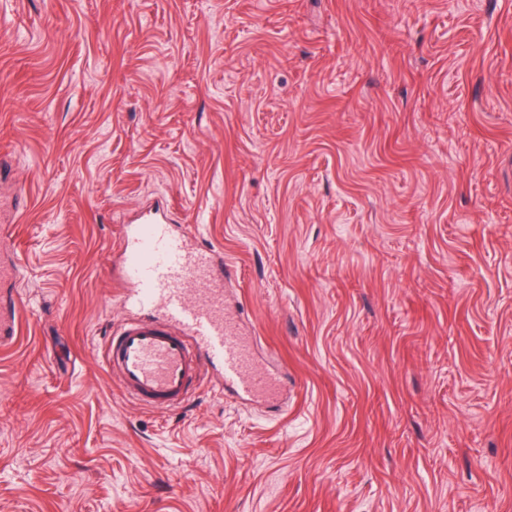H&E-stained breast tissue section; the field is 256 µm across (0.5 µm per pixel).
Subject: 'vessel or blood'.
Segmentation results:
<instances>
[{"mask_svg": "<svg viewBox=\"0 0 512 512\" xmlns=\"http://www.w3.org/2000/svg\"><path fill=\"white\" fill-rule=\"evenodd\" d=\"M121 269L127 304L144 312L108 338L106 363L128 397L182 407L211 364L223 367L225 387L242 397L277 396L276 378L256 367L251 337L226 309L222 256L190 248L185 232L150 213L124 226Z\"/></svg>", "mask_w": 512, "mask_h": 512, "instance_id": "vessel-or-blood-1", "label": "vessel or blood"}]
</instances>
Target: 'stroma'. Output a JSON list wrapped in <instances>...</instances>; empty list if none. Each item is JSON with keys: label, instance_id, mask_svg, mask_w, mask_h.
Listing matches in <instances>:
<instances>
[{"label": "stroma", "instance_id": "obj_1", "mask_svg": "<svg viewBox=\"0 0 512 512\" xmlns=\"http://www.w3.org/2000/svg\"><path fill=\"white\" fill-rule=\"evenodd\" d=\"M20 199L0 512H512V0H0ZM152 207L278 401L105 366Z\"/></svg>", "mask_w": 512, "mask_h": 512}]
</instances>
